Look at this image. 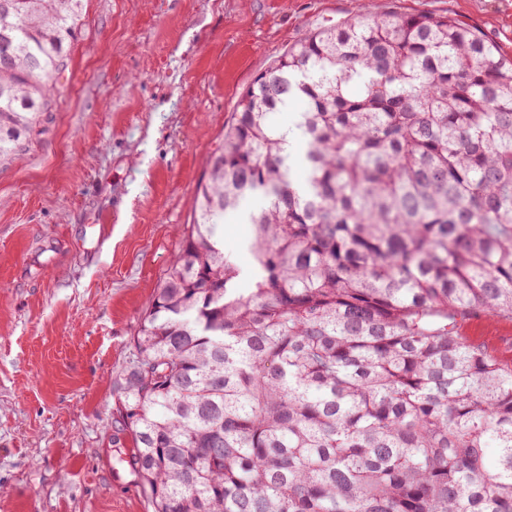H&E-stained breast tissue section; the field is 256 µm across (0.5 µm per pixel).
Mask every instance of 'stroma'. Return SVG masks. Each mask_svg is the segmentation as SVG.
I'll list each match as a JSON object with an SVG mask.
<instances>
[{
    "label": "stroma",
    "instance_id": "obj_1",
    "mask_svg": "<svg viewBox=\"0 0 512 512\" xmlns=\"http://www.w3.org/2000/svg\"><path fill=\"white\" fill-rule=\"evenodd\" d=\"M448 15L512 61V0H377ZM360 0H87L54 121L0 165V512H151L113 386L239 95ZM243 274L241 214L220 226ZM512 352V318L470 319Z\"/></svg>",
    "mask_w": 512,
    "mask_h": 512
}]
</instances>
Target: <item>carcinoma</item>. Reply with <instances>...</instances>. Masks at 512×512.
Here are the masks:
<instances>
[{"mask_svg":"<svg viewBox=\"0 0 512 512\" xmlns=\"http://www.w3.org/2000/svg\"><path fill=\"white\" fill-rule=\"evenodd\" d=\"M83 0H0V163L52 122ZM300 102L288 131L276 112ZM246 214L248 287L217 225ZM115 410L153 512H512V63L447 16L318 29L242 94ZM471 334L463 336L475 343L483 345L492 355L503 364L512 366V318L510 317H474L468 320ZM509 350V357L504 358L501 349Z\"/></svg>","mask_w":512,"mask_h":512,"instance_id":"cac0c4a2","label":"carcinoma"}]
</instances>
